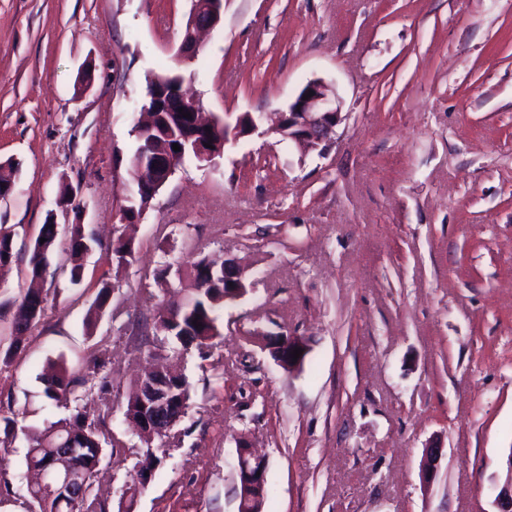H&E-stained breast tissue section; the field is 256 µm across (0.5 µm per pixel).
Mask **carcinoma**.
<instances>
[{
    "instance_id": "1",
    "label": "carcinoma",
    "mask_w": 512,
    "mask_h": 512,
    "mask_svg": "<svg viewBox=\"0 0 512 512\" xmlns=\"http://www.w3.org/2000/svg\"><path fill=\"white\" fill-rule=\"evenodd\" d=\"M179 73L174 70H164L153 73L146 78V90H151L159 84L168 86L178 85ZM152 124L133 127L135 133L132 167L136 168L148 159L152 148L158 143L173 148L178 144L180 150L174 152V167L179 169L186 162L197 160L193 148L194 140L187 138L190 119L183 117L181 112H153ZM156 192L143 191L138 187L131 189L124 209L129 219L140 217L149 209ZM57 238V224L48 221L42 226L40 238L35 240L28 261V276L31 280L43 278L48 267L49 255L53 252ZM95 239L86 232L84 225L73 224L69 238V280L73 284L81 281L84 270V256L91 249ZM110 252L112 262L117 267L130 263L134 253L132 240L119 235L112 240ZM13 258V235L0 230V265L11 262ZM191 269L193 288L184 295L185 305L178 310L173 319L165 318V312L172 311V306H161L151 317L143 320L146 333L161 336L170 346V351L178 357L194 348L202 359H207V350L212 346V340L221 336L218 312L224 309L225 303H232L248 293V285L243 290L224 298V266L216 267L204 258L188 262ZM113 288L103 286L98 292L88 318V327H93L97 317L106 311ZM47 295L37 288H29L20 294L13 302V328L16 334L29 329L37 323L45 313ZM20 348V340L16 335L9 336L8 346L0 344V365L9 367ZM39 380L43 386V395L50 401L71 404L69 415L56 421H51L41 428L27 426L17 427V420L4 417L0 419L4 426L0 428V447L7 451L12 443L23 434L27 441L23 449V459L27 469L42 470L49 466V461L67 448L74 452L72 466L83 487L82 497L78 502L59 492L56 479L46 476L45 484H29L25 493L14 490L13 483L7 473L0 470V506H14L22 512H110L106 502L93 494L94 480L102 471L101 464L106 457V451L112 452L125 449L123 442L115 437H108L99 423L89 419L86 411V401L93 396L94 386L87 385L84 378L74 377L66 369L51 368L41 375ZM151 377L147 376L135 384L130 393L125 416L131 422L140 418V393L148 386ZM179 403L173 413L178 426L187 413L191 400V384L184 377L176 382ZM160 458L148 449L136 465V476L146 473L154 474Z\"/></svg>"
}]
</instances>
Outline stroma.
Returning a JSON list of instances; mask_svg holds the SVG:
<instances>
[{"label":"stroma","instance_id":"1","mask_svg":"<svg viewBox=\"0 0 512 512\" xmlns=\"http://www.w3.org/2000/svg\"><path fill=\"white\" fill-rule=\"evenodd\" d=\"M191 6L0 0V162L18 165L0 199L13 233L0 336L42 225H58L45 314L0 371V418L64 416L39 381L56 360L107 385L87 411L127 446L100 480L110 505L153 447L136 512H237L243 439L268 462L263 512H495L512 450V0H227L198 61L181 64ZM174 67L213 118L273 114L321 78L344 119L324 155L252 134L214 165L186 163L119 268L106 247L125 225L145 77ZM65 183L82 188L78 211L57 205ZM75 223L101 240L77 285ZM192 256L235 262L250 291L225 306L208 359L174 360L188 414L181 435L147 446L126 397L170 352L131 325L172 298L156 270ZM280 332L309 345L298 371L264 348ZM432 442L443 456L426 488Z\"/></svg>","mask_w":512,"mask_h":512}]
</instances>
